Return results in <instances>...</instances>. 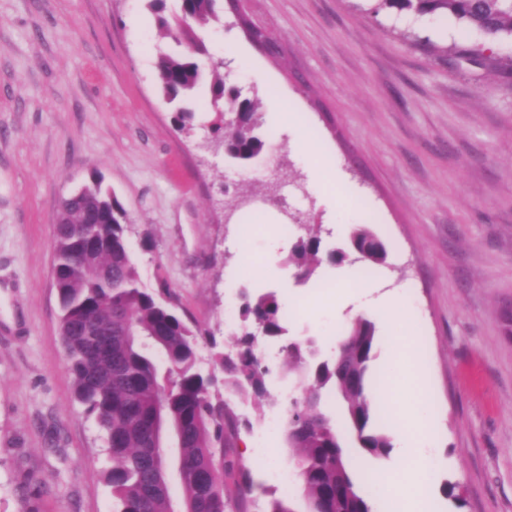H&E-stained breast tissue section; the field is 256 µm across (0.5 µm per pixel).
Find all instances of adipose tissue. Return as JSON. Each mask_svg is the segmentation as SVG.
Masks as SVG:
<instances>
[{
	"instance_id": "obj_1",
	"label": "adipose tissue",
	"mask_w": 512,
	"mask_h": 512,
	"mask_svg": "<svg viewBox=\"0 0 512 512\" xmlns=\"http://www.w3.org/2000/svg\"><path fill=\"white\" fill-rule=\"evenodd\" d=\"M389 420L400 432V442L406 450V460L397 472L381 471L376 475L373 493L378 512L393 507L394 512H405V500H412L418 512H431L432 476L431 464L422 458L418 447L429 427V418L423 406L403 411L392 409Z\"/></svg>"
}]
</instances>
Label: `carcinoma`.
Returning a JSON list of instances; mask_svg holds the SVG:
<instances>
[{
	"label": "carcinoma",
	"instance_id": "1",
	"mask_svg": "<svg viewBox=\"0 0 512 512\" xmlns=\"http://www.w3.org/2000/svg\"><path fill=\"white\" fill-rule=\"evenodd\" d=\"M165 0H148L159 28L176 32L187 53L159 61V81L173 102L192 97L206 73L208 55L196 28L224 23L219 0H180V13L162 15ZM391 8L417 14L450 15L491 39L512 36V0H383ZM211 65V104L226 109L238 101L234 85ZM239 122L213 132L246 163L267 146L255 104ZM54 234L55 288L60 336L77 401L105 432L111 466L101 472L112 488L113 512H248L255 490L250 471L233 453L237 420L213 389L216 376L198 367L201 341L216 346L186 315L176 292L141 286L127 237L121 202L97 180L85 186L59 216ZM320 230L296 237L288 263L309 280L322 261L385 262L384 242L366 226L352 231L349 248L322 251ZM241 333L235 351L213 356L212 369L224 386L261 400L269 396L260 334L287 335L285 311L272 292L246 295L239 308ZM375 325L356 319L336 342V355L314 357L308 340L283 346L288 371L300 395L289 400L286 441L296 454L297 478L309 512H372V473H356L352 452L362 457L388 454L392 443L382 430L385 410L370 399ZM162 358L159 364L156 358ZM328 404L343 420L336 430ZM175 445L180 495L175 496L163 453Z\"/></svg>",
	"mask_w": 512,
	"mask_h": 512
}]
</instances>
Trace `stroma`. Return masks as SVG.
I'll use <instances>...</instances> for the list:
<instances>
[{
	"label": "stroma",
	"mask_w": 512,
	"mask_h": 512,
	"mask_svg": "<svg viewBox=\"0 0 512 512\" xmlns=\"http://www.w3.org/2000/svg\"><path fill=\"white\" fill-rule=\"evenodd\" d=\"M284 48L273 61L237 27L201 34L229 83L258 104L274 139L254 165L195 147L217 115L200 90L178 130L157 79L163 36L147 0H0V512H112L99 472L104 434L75 398L52 286L53 222L65 195L100 178L124 205L141 284L166 285L181 311L235 336L240 291L297 303L288 336L336 351L361 264L322 263L300 282L277 247L283 227H323L326 243L366 224L384 241L373 278L406 316L376 325L370 395L425 402L435 461L432 512H512V38L382 0H245ZM486 46L485 58L470 52ZM406 356L390 369L395 338ZM281 340L263 341L272 402L222 394L240 421L234 452L257 485L250 512L297 497L276 437L265 466L253 436L287 416Z\"/></svg>",
	"instance_id": "1"
}]
</instances>
